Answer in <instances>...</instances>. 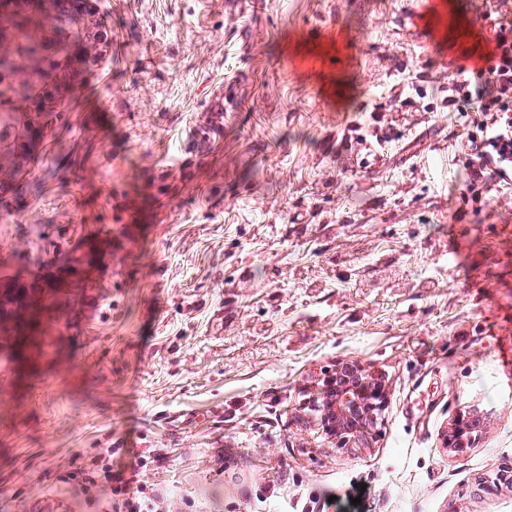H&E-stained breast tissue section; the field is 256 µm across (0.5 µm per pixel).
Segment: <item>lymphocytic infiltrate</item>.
<instances>
[{
    "label": "lymphocytic infiltrate",
    "instance_id": "lymphocytic-infiltrate-1",
    "mask_svg": "<svg viewBox=\"0 0 512 512\" xmlns=\"http://www.w3.org/2000/svg\"><path fill=\"white\" fill-rule=\"evenodd\" d=\"M483 18L490 32L483 66H457L445 88L448 109L463 127L455 142L457 181L481 209L494 186L512 184V0H489ZM61 480L76 482L99 512H160L154 492L114 469L108 448Z\"/></svg>",
    "mask_w": 512,
    "mask_h": 512
}]
</instances>
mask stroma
<instances>
[{"mask_svg":"<svg viewBox=\"0 0 512 512\" xmlns=\"http://www.w3.org/2000/svg\"><path fill=\"white\" fill-rule=\"evenodd\" d=\"M94 2L110 48L0 204V512H90L58 477L103 448L173 512H512L472 493L512 459V185L454 192L440 93L484 0ZM344 362L388 388L361 444L309 401ZM350 169H371L385 165L387 152L382 138L373 133L349 134L340 144ZM470 423L471 432L467 427V422ZM478 424V419L475 417H468L465 414L458 415L452 424V431L447 439V447L452 452H462L465 448H469V445L476 440V434L474 435L473 426Z\"/></svg>","mask_w":512,"mask_h":512,"instance_id":"1","label":"stroma"}]
</instances>
